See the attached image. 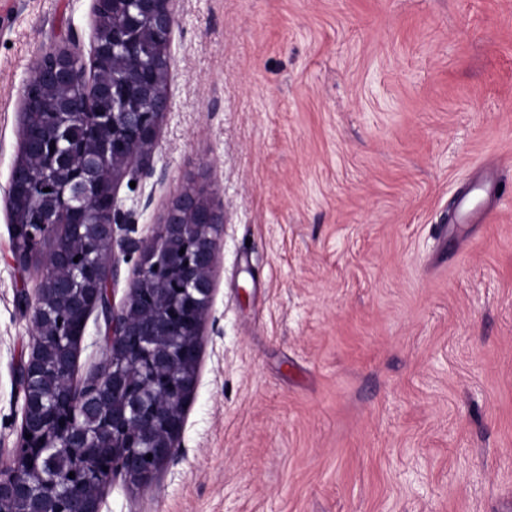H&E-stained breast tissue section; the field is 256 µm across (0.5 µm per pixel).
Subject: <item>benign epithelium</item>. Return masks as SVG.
<instances>
[{"mask_svg":"<svg viewBox=\"0 0 512 512\" xmlns=\"http://www.w3.org/2000/svg\"><path fill=\"white\" fill-rule=\"evenodd\" d=\"M174 2L93 0L88 55L58 47L24 82L20 159L5 196L9 215L25 209L31 220L25 235L12 232L14 260L27 267L61 223L67 243L44 259L35 304L22 297L34 334L16 374L23 418L13 463L0 468V512L35 496L57 499V512H101L112 478L147 485L178 451L184 408L198 383V338L215 291L224 204L194 185L149 239L132 236L136 211L117 196L125 177L154 173L159 124L171 108ZM117 228L125 231L123 252L138 256L139 272L116 310L108 292L118 277ZM49 285L66 299L56 318ZM96 309L107 326L104 365L76 397L69 373L46 349L63 338L79 347ZM46 380L52 386L43 393ZM57 448L72 449L71 468L32 482Z\"/></svg>","mask_w":512,"mask_h":512,"instance_id":"1","label":"benign epithelium"}]
</instances>
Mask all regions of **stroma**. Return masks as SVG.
<instances>
[{"label":"stroma","instance_id":"stroma-1","mask_svg":"<svg viewBox=\"0 0 512 512\" xmlns=\"http://www.w3.org/2000/svg\"><path fill=\"white\" fill-rule=\"evenodd\" d=\"M92 0H0V457L41 256L4 189L34 62L88 49ZM153 236L194 182L223 201L177 455L101 512H500L512 500V0H177ZM497 177L491 216L443 239ZM92 312L74 379L94 376Z\"/></svg>","mask_w":512,"mask_h":512}]
</instances>
